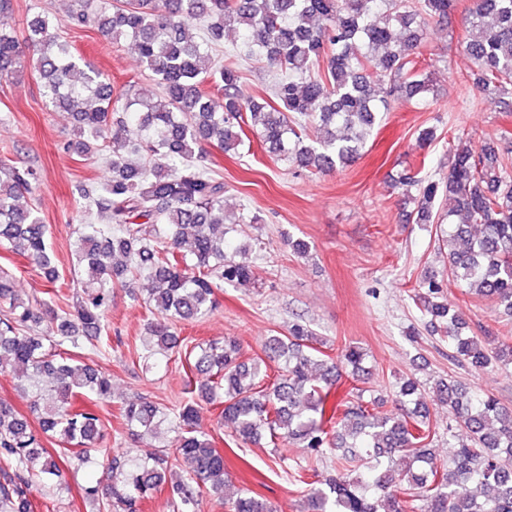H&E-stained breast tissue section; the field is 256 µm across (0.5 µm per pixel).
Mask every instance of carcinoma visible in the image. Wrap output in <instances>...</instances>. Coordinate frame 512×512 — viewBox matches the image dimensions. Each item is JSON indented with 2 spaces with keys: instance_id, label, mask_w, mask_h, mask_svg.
Instances as JSON below:
<instances>
[{
  "instance_id": "1",
  "label": "carcinoma",
  "mask_w": 512,
  "mask_h": 512,
  "mask_svg": "<svg viewBox=\"0 0 512 512\" xmlns=\"http://www.w3.org/2000/svg\"><path fill=\"white\" fill-rule=\"evenodd\" d=\"M456 0H73L67 27L45 12L26 20L19 41L9 0H0V79L21 68L22 47L36 56L44 97L74 126L69 150L101 155L107 143L131 144L107 157L110 176L78 186L85 209L106 224H79L73 273L76 302L62 294L57 258L38 210L24 202L38 185L27 167L0 163V246L27 259L54 286L47 300L24 299L13 276L0 271V370L13 369L34 427L0 400V512H34L32 493L60 476L65 457L50 454L56 438L79 463L102 469L84 488L103 512H140L154 493L167 492L170 512H195L201 491L224 512H272L263 499L231 491L224 454L201 425L197 403L170 408L145 397L112 398L110 375L74 358L94 341L108 347L112 291L148 280L146 306L156 315L145 340L148 356L179 350L197 376L195 390L221 407L218 423L231 444L268 437L298 443L314 455L336 457L335 473L307 493L306 512H512V409L490 395L440 383L455 427L469 442L446 462L429 452L431 430L420 383L400 382L395 407L365 399L361 389L330 403L340 370L366 372L367 353L348 344L331 357L316 333L294 323L270 336L264 356L242 359L236 341L182 348L177 325L217 306L224 285H245L257 271L246 257L224 251V182L207 166L202 144L226 154L244 145V128L275 159L331 172L359 155L391 101L420 104L431 91L421 46L431 21H448ZM466 53L483 91L512 94V0H469ZM204 23L196 35L191 26ZM94 28L117 46L137 50L157 90L117 91L103 73L81 65L68 32ZM230 32L239 39L220 63L212 49ZM256 61L279 74L271 97L245 91L242 63ZM424 161L406 164L394 186L407 197L417 224L448 223V277L473 287L512 313V157L492 143L448 146V173L419 177ZM454 205L441 216L440 194ZM415 298L423 316L448 337L452 358L479 372L512 364V341L491 345L463 333V313L448 308L444 285L426 276ZM46 323V330L33 327ZM278 365L269 379V363ZM102 404L141 436L174 433L173 454L130 463L104 446L103 421L79 398ZM362 471L351 476L350 465Z\"/></svg>"
}]
</instances>
